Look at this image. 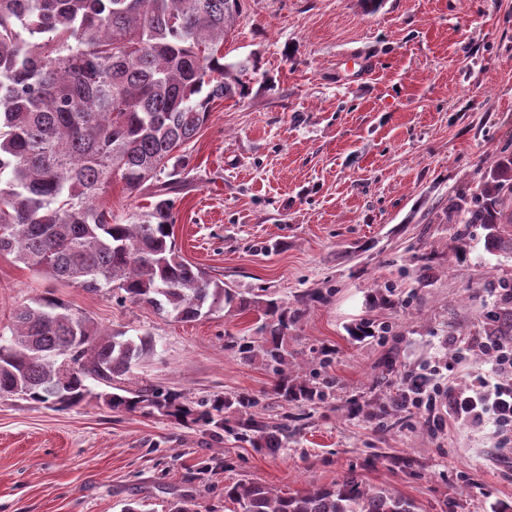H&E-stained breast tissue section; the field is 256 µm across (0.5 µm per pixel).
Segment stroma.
Listing matches in <instances>:
<instances>
[{
  "mask_svg": "<svg viewBox=\"0 0 512 512\" xmlns=\"http://www.w3.org/2000/svg\"><path fill=\"white\" fill-rule=\"evenodd\" d=\"M223 52L256 58L262 77L246 98L215 102L188 146L175 241L245 297L301 309L293 371L324 397L278 398L268 370L232 349L251 313L179 322L0 255V333L17 305L56 297L151 338L135 385L192 402L245 393L291 430L271 454L92 394L63 408L0 398V512H169L181 499L233 512L225 485L293 493L351 472L420 512H512V451L493 425L376 414L403 375L455 355L449 337L483 335L512 283V253L456 209L512 156V0H245ZM364 319L381 331L359 341L350 330Z\"/></svg>",
  "mask_w": 512,
  "mask_h": 512,
  "instance_id": "stroma-1",
  "label": "stroma"
}]
</instances>
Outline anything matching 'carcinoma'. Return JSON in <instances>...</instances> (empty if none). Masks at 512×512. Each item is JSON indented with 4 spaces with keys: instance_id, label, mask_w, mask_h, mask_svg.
Segmentation results:
<instances>
[{
    "instance_id": "obj_1",
    "label": "carcinoma",
    "mask_w": 512,
    "mask_h": 512,
    "mask_svg": "<svg viewBox=\"0 0 512 512\" xmlns=\"http://www.w3.org/2000/svg\"><path fill=\"white\" fill-rule=\"evenodd\" d=\"M244 0H0V254L89 293L106 291L182 322L217 307L257 313L255 340L236 343L259 360L285 400L321 398L289 373L288 330L299 312L276 299L241 296L209 279L173 239L171 195L186 185L183 152L209 121L212 104L242 99L258 74L252 58L224 62ZM154 201L124 217L106 195L115 181ZM467 223L483 224L494 249L512 251V157L472 197ZM151 349L146 336L108 332L62 301L41 297L12 313L0 336V398L73 406L89 394L113 410L195 412L160 388H121ZM71 362L66 383L61 365ZM255 404L217 395L196 420L224 430V412ZM235 438L276 452L288 425L252 416ZM240 512H415L397 493L356 474L328 487L284 494L263 484L224 487Z\"/></svg>"
}]
</instances>
